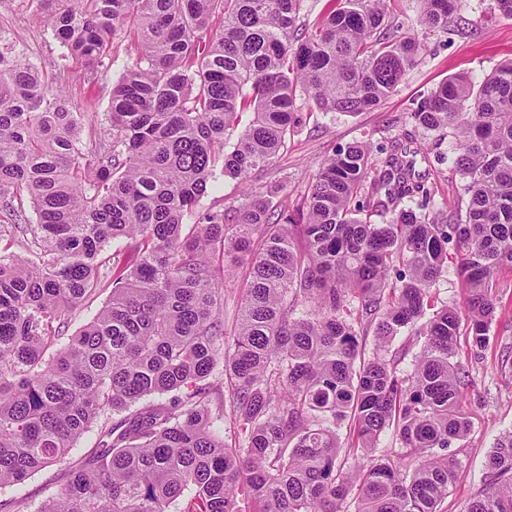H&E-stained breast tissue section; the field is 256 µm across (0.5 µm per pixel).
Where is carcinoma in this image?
<instances>
[{"mask_svg":"<svg viewBox=\"0 0 512 512\" xmlns=\"http://www.w3.org/2000/svg\"><path fill=\"white\" fill-rule=\"evenodd\" d=\"M301 2L28 0L91 77L116 37L138 50L87 153L79 135L92 115L0 29V208L14 217L0 239L31 235L25 255L0 250V512H24L13 491L92 431L93 450L37 512H243L241 501L345 512L354 489L358 512H440L461 471L448 447L470 430L458 338L487 347L497 276L512 268V59L478 85L448 78L410 112L416 128L455 136L466 199L453 215L407 134L339 147L291 213L272 189L231 215L200 213L216 167L245 181L272 161L303 123L297 101L309 113L371 110L424 49L398 34L388 0H327L304 20ZM422 2L425 28L467 25L461 0ZM28 207L37 223L22 225ZM450 245L467 306L429 317ZM245 256L229 336L224 280ZM106 278L109 303L65 335ZM405 328L422 348L401 377L406 352L391 345ZM223 388L234 447L210 414ZM164 394L167 404L137 406ZM388 428L420 460L408 479L401 459L372 457ZM486 469L464 512H512V431Z\"/></svg>","mask_w":512,"mask_h":512,"instance_id":"1","label":"carcinoma"}]
</instances>
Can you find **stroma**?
Instances as JSON below:
<instances>
[{"label":"stroma","mask_w":512,"mask_h":512,"mask_svg":"<svg viewBox=\"0 0 512 512\" xmlns=\"http://www.w3.org/2000/svg\"><path fill=\"white\" fill-rule=\"evenodd\" d=\"M394 17L403 33L414 36L424 49L396 90L375 109L359 114H314L294 129L270 164L253 170L249 184L215 173L200 200L199 212L236 211L245 202V188L275 190L282 208L293 210L303 202L316 181L322 162L338 146L353 140L378 145L403 132L415 142L428 143L436 169L437 200L453 210L464 182L450 162L455 140L451 135L414 129L408 112L448 77L465 74L480 82L501 62L512 58V20L497 15L494 0H465L462 13L469 29L457 34L426 31L420 24L421 0H395ZM0 29L23 45L46 80L64 79L68 96L81 111L94 115L96 127L106 126L111 90L137 61L127 41L116 39L112 55L99 67L95 82H87L79 66L65 60L64 49L24 0H0ZM498 308L490 326V341L482 351L461 344L459 355L469 375L464 409L471 428L448 449L462 465L441 512H462L468 501L488 483L485 462L497 439L512 430V269L498 274Z\"/></svg>","instance_id":"obj_1"}]
</instances>
